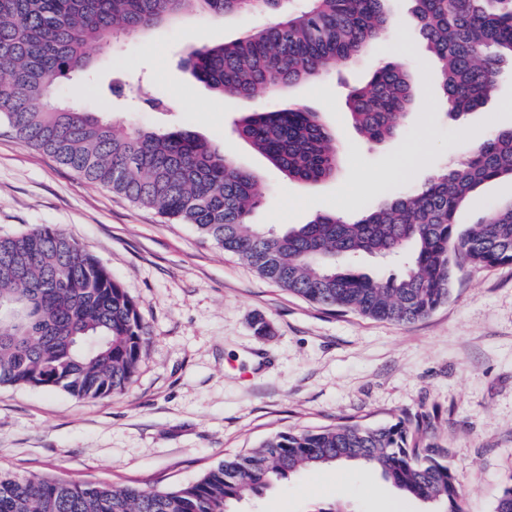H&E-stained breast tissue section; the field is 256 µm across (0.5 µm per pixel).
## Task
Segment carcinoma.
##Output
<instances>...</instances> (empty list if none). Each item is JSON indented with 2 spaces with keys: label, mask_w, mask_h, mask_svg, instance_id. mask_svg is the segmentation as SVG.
<instances>
[{
  "label": "carcinoma",
  "mask_w": 512,
  "mask_h": 512,
  "mask_svg": "<svg viewBox=\"0 0 512 512\" xmlns=\"http://www.w3.org/2000/svg\"><path fill=\"white\" fill-rule=\"evenodd\" d=\"M387 0H313L309 10L220 44L193 49L190 75L220 95L283 92L353 62L393 28ZM437 61L436 81L455 118L480 108L512 68V0H409ZM279 0H0V124L25 145L162 217L191 224L263 279L326 309L411 323L445 303L462 265L512 264V200L457 230L462 203L482 185L512 179V128L499 129L420 186L356 219L318 214L285 228L250 224L260 179L183 128L106 120L60 100L92 69L89 48L172 24L190 11L216 18ZM416 80L385 61L347 94L353 125L371 142L394 137L416 101ZM234 132L291 181L336 176V134L298 103L246 112ZM397 260L398 275L358 271L363 256ZM0 385L59 388L79 399L120 394L139 371L148 338L135 301L64 233L40 227L0 238ZM409 417L384 426L342 421L278 433L228 454L197 482L170 491L22 477L0 470V512H234L241 501L300 469L373 468L402 495L462 512L449 451L422 439Z\"/></svg>",
  "instance_id": "cac0c4a2"
}]
</instances>
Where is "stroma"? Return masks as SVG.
Wrapping results in <instances>:
<instances>
[{
    "label": "stroma",
    "mask_w": 512,
    "mask_h": 512,
    "mask_svg": "<svg viewBox=\"0 0 512 512\" xmlns=\"http://www.w3.org/2000/svg\"><path fill=\"white\" fill-rule=\"evenodd\" d=\"M311 0H283L282 11L213 19L188 14L175 25L91 49L95 87L70 82L77 105L149 130L184 127L258 173L263 199L251 223L305 224L321 213L354 218L414 187L488 130L512 126V79L460 120L445 114L432 82L435 63L406 0H392L395 27L354 63L341 65L291 95L320 112L336 133V178L315 185L286 179L239 139L243 112L278 108L268 90L222 96L182 66L189 51L276 23ZM418 76L417 109L396 136L369 143L353 127L350 87L383 61ZM159 99L160 107L149 105ZM512 200V180L482 186L464 203L461 227ZM50 226L73 238L136 302L148 345L125 392L96 401L55 388L0 386V469L167 490L197 481L225 455L269 436L335 425L339 418L382 426L426 416L423 440L448 448L463 490V512H495L512 481V265L457 272L448 301L409 324L337 313L258 276L238 256L189 224L167 221L82 180L0 126V237ZM264 318L269 335L253 322ZM433 512L401 497L380 473L352 464L304 469L239 512Z\"/></svg>",
    "instance_id": "stroma-1"
}]
</instances>
